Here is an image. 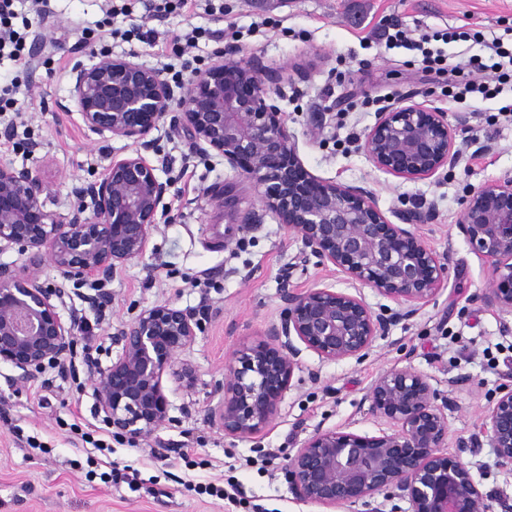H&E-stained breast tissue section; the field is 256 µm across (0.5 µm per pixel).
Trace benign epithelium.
<instances>
[{
    "label": "benign epithelium",
    "mask_w": 512,
    "mask_h": 512,
    "mask_svg": "<svg viewBox=\"0 0 512 512\" xmlns=\"http://www.w3.org/2000/svg\"><path fill=\"white\" fill-rule=\"evenodd\" d=\"M90 65L73 71L70 103L93 133L131 142L102 176L74 187L77 203L66 212L41 201L45 185L25 167L0 164V251L17 249L20 267L0 265V362L27 381L49 367L62 370L76 343L79 318L64 321L59 303L68 286L105 285L119 266L145 256L166 208L171 183L157 172L167 160L151 150V134L167 113L198 145L224 159L255 188L259 208L238 223L258 224L261 213L295 234L303 254L329 262L353 285L367 286L399 310L376 313L357 294L331 287L282 290L280 321L259 337L239 342L225 366L224 387L204 418L224 436L249 438L273 422L290 389L299 357L309 350L323 361L363 357L391 327L413 317L447 282V268L411 230L433 220L430 209L395 213L392 222L365 190L322 181L304 167L283 113L269 103L283 80L257 55L227 47L176 94L164 72L93 48ZM466 120L419 104L378 113L365 137L373 165L394 177H431L454 165L456 138ZM457 228L472 250L492 262L493 277L481 301L512 313V180L472 190ZM61 275L40 281L45 263ZM195 316L170 303L142 310L114 336L112 363L95 368L94 396L112 433L131 442L170 422L166 382L190 389L196 369L180 354L196 337ZM412 367L379 376L369 391L371 410L390 430L361 435L317 430L289 459L286 475L295 498L328 508L357 504L382 512L376 496L398 497L410 512H512V499L483 492L468 465L448 447L451 401ZM487 438L500 461L512 465V387L486 415L470 447Z\"/></svg>",
    "instance_id": "obj_1"
}]
</instances>
